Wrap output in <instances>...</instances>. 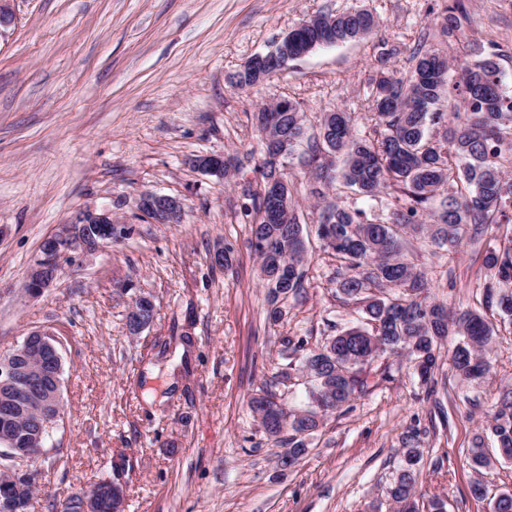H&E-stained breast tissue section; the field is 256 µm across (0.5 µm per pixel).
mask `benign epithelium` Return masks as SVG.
I'll list each match as a JSON object with an SVG mask.
<instances>
[{
  "instance_id": "benign-epithelium-1",
  "label": "benign epithelium",
  "mask_w": 512,
  "mask_h": 512,
  "mask_svg": "<svg viewBox=\"0 0 512 512\" xmlns=\"http://www.w3.org/2000/svg\"><path fill=\"white\" fill-rule=\"evenodd\" d=\"M191 164L205 174L224 177L221 156H196ZM183 208L182 199L176 196L146 193L139 200V209L161 224L183 213ZM125 234V226L109 207L88 210L75 222L61 225L56 233L45 238L44 248L38 251L27 270V294L40 295L57 279L64 266L97 252ZM14 353L20 360L0 361V401L15 407L21 418L28 420L35 416L42 424L30 447L15 448L9 443L0 448V471L9 475V481L18 489L19 500L27 506L31 498L26 490L34 482L30 465L36 457L45 454L49 441L62 425V414L54 411V407L62 399L64 361L59 338L43 329L30 331L14 348Z\"/></svg>"
}]
</instances>
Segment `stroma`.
I'll return each mask as SVG.
<instances>
[{
	"label": "stroma",
	"mask_w": 512,
	"mask_h": 512,
	"mask_svg": "<svg viewBox=\"0 0 512 512\" xmlns=\"http://www.w3.org/2000/svg\"><path fill=\"white\" fill-rule=\"evenodd\" d=\"M469 20L443 36L442 0H12L0 28V353L34 329L63 342L67 420L37 463L27 512H60L99 480L125 491L124 512H392L388 488L407 447L421 504L490 512L473 497L512 491V463L482 473L468 450L492 406L512 391V321L484 303L494 279L485 258L506 242L492 226L465 230L455 252L411 239L405 260L426 272L449 313L473 311L493 328L487 377L456 375L459 337L442 341L429 380L403 355L365 367L368 387L330 415L288 469L248 407L285 368V338L321 347L362 325L337 290L336 263L314 234L307 147L283 159L304 227V287L271 320L268 290L249 247L248 196L261 193L262 137L254 114L285 98L310 126L342 109L372 132L379 59L409 77L414 53L439 48L450 62L497 45L512 91V0H465ZM368 10L375 35L315 49L261 82L228 77L318 13ZM197 155L230 158L226 179L193 169ZM180 197L183 221L157 224L136 207L143 192ZM395 191L369 198L336 187L328 199L388 220ZM112 207L128 239L65 267L37 298L23 291L41 241L87 209ZM224 266L212 267L218 250ZM151 296L153 323L127 330L135 295ZM190 335L184 345L181 335Z\"/></svg>",
	"instance_id": "35a3bbf8"
}]
</instances>
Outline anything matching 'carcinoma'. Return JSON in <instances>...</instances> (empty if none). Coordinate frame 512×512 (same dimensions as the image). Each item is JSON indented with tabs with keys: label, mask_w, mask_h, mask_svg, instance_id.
Listing matches in <instances>:
<instances>
[{
	"label": "carcinoma",
	"mask_w": 512,
	"mask_h": 512,
	"mask_svg": "<svg viewBox=\"0 0 512 512\" xmlns=\"http://www.w3.org/2000/svg\"><path fill=\"white\" fill-rule=\"evenodd\" d=\"M467 11L462 0H452L441 15V30H459ZM377 26L366 10L340 15L319 14L295 28L299 45L313 50L334 46L371 34ZM496 51L478 53L461 65L458 80L449 82L451 64L439 49L414 56L411 77L397 80L380 60L373 87V110L379 130L371 137L355 132L351 113L340 109L323 115L314 136L310 161L316 186L311 194L323 203L315 233L324 252L337 262L338 290L363 306L374 330L351 327L339 331L318 349L306 348L304 339H286L294 362L273 380L307 377L309 404L286 407L279 416L270 411L274 392L260 388L250 398V408L264 432L276 428L275 442L288 447L279 457L282 467L295 463L308 451V437L328 415L342 409L366 387L360 378L364 367L380 355L404 353L421 361V375L435 365L439 342L454 326L463 336L451 356L453 368L465 381L481 379L488 371L483 352L493 329L475 312L448 315L445 306L428 295L424 272L403 259L408 236L429 240L448 250L458 247L464 227L481 233L492 224H512V95L503 88V72ZM460 99V111L443 112V91ZM274 134L282 135L286 154L307 140L306 116L292 102L276 113ZM342 157L333 167L330 158ZM368 197L386 189L397 191L396 205L386 222H372L365 212L325 202L326 190L335 184ZM256 214L250 228V246L260 260L268 294L272 281L284 280L286 292L304 287L306 242L292 205L268 216L264 194L243 205ZM487 265L497 270V285L488 298L502 315L512 319V244L492 249ZM486 429L492 434L499 457L512 462V397L494 405ZM420 459L416 448L406 449L407 467L390 488L395 512H420L414 470ZM471 467L491 466L496 457L477 436L469 451Z\"/></svg>",
	"instance_id": "carcinoma-1"
}]
</instances>
